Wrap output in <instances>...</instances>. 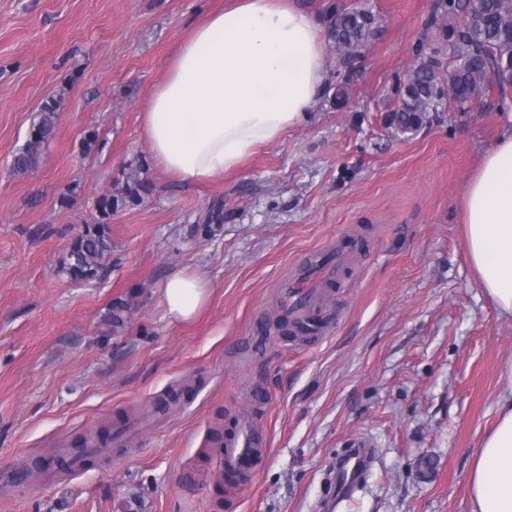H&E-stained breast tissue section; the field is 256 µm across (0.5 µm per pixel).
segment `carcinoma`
I'll return each instance as SVG.
<instances>
[{"label": "carcinoma", "mask_w": 512, "mask_h": 512, "mask_svg": "<svg viewBox=\"0 0 512 512\" xmlns=\"http://www.w3.org/2000/svg\"><path fill=\"white\" fill-rule=\"evenodd\" d=\"M448 8L464 16L452 43L451 66L441 72L433 64L420 63L410 71L400 105L390 118V124L403 134L419 129L427 114L437 111L450 96L464 105L495 87L502 92L512 87V71L504 68V61L512 60V0H450ZM374 24L370 11L344 9L336 14L329 36L350 57L366 46ZM65 107L63 92L42 102L24 145L13 155L14 172L27 173L40 165ZM149 192L148 182L135 175L119 191L97 198L98 216L74 237L68 250L64 270L71 279L98 278L112 256V239L105 224L118 210L142 202Z\"/></svg>", "instance_id": "cac0c4a2"}]
</instances>
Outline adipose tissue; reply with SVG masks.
Listing matches in <instances>:
<instances>
[{"mask_svg":"<svg viewBox=\"0 0 512 512\" xmlns=\"http://www.w3.org/2000/svg\"><path fill=\"white\" fill-rule=\"evenodd\" d=\"M324 81L319 25L296 0H232L179 45L140 115L151 162L186 185L236 170L307 120ZM462 208L478 284L498 314L512 318V127L484 155ZM211 293L209 282L186 269L160 288L175 323L195 319ZM469 488L470 512H512V390L499 399Z\"/></svg>","mask_w":512,"mask_h":512,"instance_id":"adipose-tissue-1","label":"adipose tissue"}]
</instances>
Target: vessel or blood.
<instances>
[{
	"label": "vessel or blood",
	"mask_w": 512,
	"mask_h": 512,
	"mask_svg": "<svg viewBox=\"0 0 512 512\" xmlns=\"http://www.w3.org/2000/svg\"><path fill=\"white\" fill-rule=\"evenodd\" d=\"M346 261V253L339 248L330 250L326 255H307L295 266L291 279L284 285L283 297L296 335L330 332L332 321L319 306L324 291L319 287H306L305 282L316 269L321 270L323 281H333L339 277ZM266 453L263 436L254 422L248 416H238L232 430L224 437L225 467L230 469L246 463L259 464ZM363 464V453L358 450L351 451L337 464L338 479L346 482L352 480Z\"/></svg>",
	"instance_id": "vessel-or-blood-1"
}]
</instances>
